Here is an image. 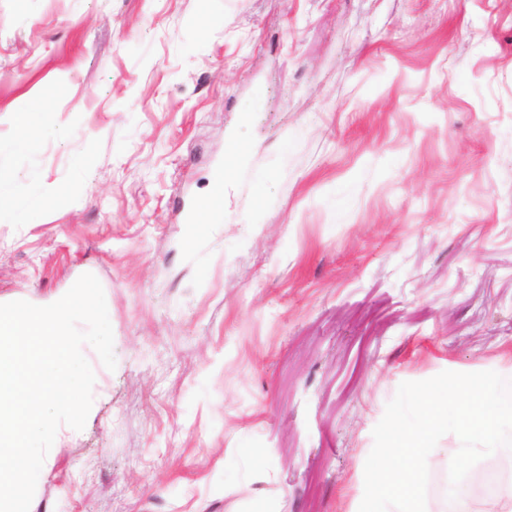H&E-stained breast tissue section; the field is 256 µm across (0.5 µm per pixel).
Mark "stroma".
Wrapping results in <instances>:
<instances>
[{
  "mask_svg": "<svg viewBox=\"0 0 512 512\" xmlns=\"http://www.w3.org/2000/svg\"><path fill=\"white\" fill-rule=\"evenodd\" d=\"M1 142L0 303L93 274L116 357L30 512H358L402 382L512 369V0H0ZM44 109V104L32 101L25 112L18 113L17 134L10 148L31 149L36 145L44 134V130L38 124V117ZM231 163L225 159L224 169L214 183L212 191L204 197L191 215L190 224H219L224 208V176L230 169ZM50 195L42 190H32L25 197H19L0 180V214L6 213L25 218L45 208Z\"/></svg>",
  "mask_w": 512,
  "mask_h": 512,
  "instance_id": "35a3bbf8",
  "label": "stroma"
}]
</instances>
